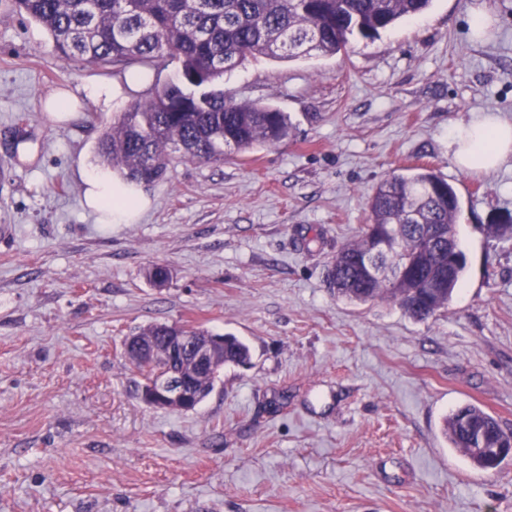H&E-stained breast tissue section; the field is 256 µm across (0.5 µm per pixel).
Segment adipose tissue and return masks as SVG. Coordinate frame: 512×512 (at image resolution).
I'll use <instances>...</instances> for the list:
<instances>
[{"label":"adipose tissue","instance_id":"obj_1","mask_svg":"<svg viewBox=\"0 0 512 512\" xmlns=\"http://www.w3.org/2000/svg\"><path fill=\"white\" fill-rule=\"evenodd\" d=\"M448 151L455 165L471 172L496 169L512 155V122L491 112H476L453 122L448 129ZM87 206L108 224L127 223L142 201L130 196L110 172L86 169L81 173Z\"/></svg>","mask_w":512,"mask_h":512}]
</instances>
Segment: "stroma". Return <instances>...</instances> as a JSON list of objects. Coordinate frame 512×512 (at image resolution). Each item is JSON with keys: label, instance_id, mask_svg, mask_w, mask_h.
I'll return each mask as SVG.
<instances>
[{"label": "stroma", "instance_id": "obj_1", "mask_svg": "<svg viewBox=\"0 0 512 512\" xmlns=\"http://www.w3.org/2000/svg\"><path fill=\"white\" fill-rule=\"evenodd\" d=\"M482 4L494 22L474 38ZM222 88L286 112L288 140L176 163L148 209L99 223L79 170L146 90L59 60L0 0V512H512V459L476 469L441 433L467 404L512 430V232L490 230L512 222V155L469 173L448 152L469 113L512 121V0H433L347 53L252 59ZM62 89L83 110L54 123L42 102ZM418 168L455 188L466 257L423 321L325 279L376 186ZM157 322L237 336L251 364L196 410L149 407L123 345Z\"/></svg>", "mask_w": 512, "mask_h": 512}]
</instances>
